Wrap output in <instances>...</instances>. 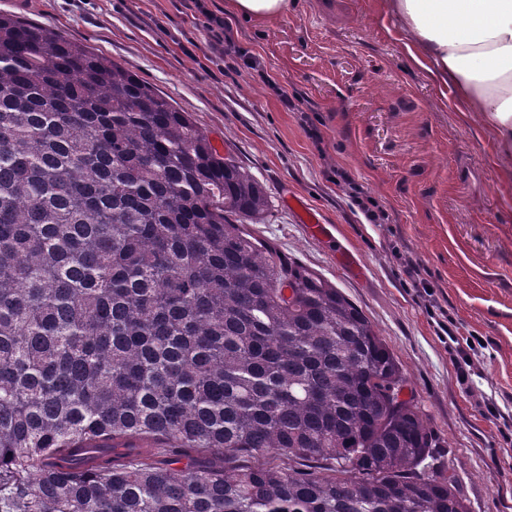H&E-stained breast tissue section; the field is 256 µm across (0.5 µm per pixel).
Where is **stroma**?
<instances>
[{
  "label": "stroma",
  "mask_w": 512,
  "mask_h": 512,
  "mask_svg": "<svg viewBox=\"0 0 512 512\" xmlns=\"http://www.w3.org/2000/svg\"><path fill=\"white\" fill-rule=\"evenodd\" d=\"M29 2L19 11L0 0V12L132 70L263 182L271 209L249 232L362 309L402 369V398L439 441L435 465L453 472L470 512H512V157L494 158L481 114L457 111L413 62L384 0H288L272 20L204 0L232 30L236 49L224 54L192 0ZM241 49L262 71L243 65ZM264 71L295 109L263 83ZM313 126L321 141L309 136ZM343 173L379 202L382 223L354 204ZM292 197L329 226L328 238L297 220ZM397 250L431 274L458 335L487 342L469 385ZM343 251L355 267L342 264ZM478 392L501 419L485 417Z\"/></svg>",
  "instance_id": "35a3bbf8"
}]
</instances>
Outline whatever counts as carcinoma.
Wrapping results in <instances>:
<instances>
[{
	"label": "carcinoma",
	"mask_w": 512,
	"mask_h": 512,
	"mask_svg": "<svg viewBox=\"0 0 512 512\" xmlns=\"http://www.w3.org/2000/svg\"><path fill=\"white\" fill-rule=\"evenodd\" d=\"M270 207L135 73L0 13V512H468L366 315L244 230Z\"/></svg>",
	"instance_id": "obj_1"
}]
</instances>
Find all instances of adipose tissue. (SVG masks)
Returning <instances> with one entry per match:
<instances>
[{
	"label": "adipose tissue",
	"instance_id": "1",
	"mask_svg": "<svg viewBox=\"0 0 512 512\" xmlns=\"http://www.w3.org/2000/svg\"><path fill=\"white\" fill-rule=\"evenodd\" d=\"M412 60L512 155V0H386Z\"/></svg>",
	"mask_w": 512,
	"mask_h": 512
}]
</instances>
